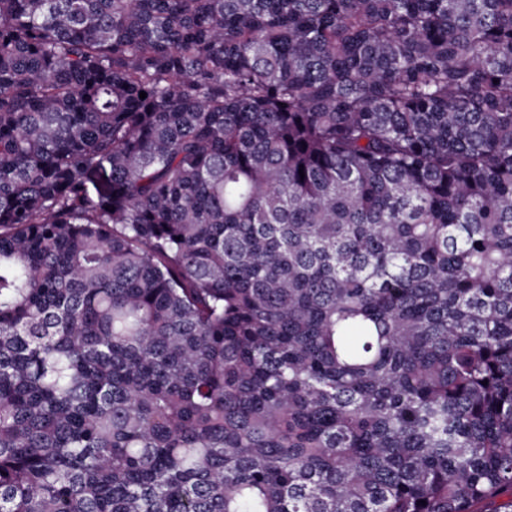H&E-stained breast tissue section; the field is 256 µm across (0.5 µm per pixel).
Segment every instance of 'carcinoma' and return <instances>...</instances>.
Segmentation results:
<instances>
[{
  "label": "carcinoma",
  "mask_w": 512,
  "mask_h": 512,
  "mask_svg": "<svg viewBox=\"0 0 512 512\" xmlns=\"http://www.w3.org/2000/svg\"><path fill=\"white\" fill-rule=\"evenodd\" d=\"M0 512H512V0H0Z\"/></svg>",
  "instance_id": "1"
}]
</instances>
